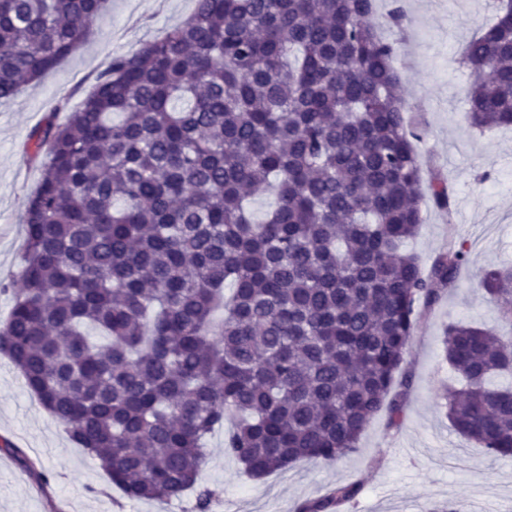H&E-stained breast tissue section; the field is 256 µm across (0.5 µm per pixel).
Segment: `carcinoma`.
<instances>
[{"instance_id": "obj_1", "label": "carcinoma", "mask_w": 512, "mask_h": 512, "mask_svg": "<svg viewBox=\"0 0 512 512\" xmlns=\"http://www.w3.org/2000/svg\"><path fill=\"white\" fill-rule=\"evenodd\" d=\"M106 0H0V100L77 51ZM373 0H196L190 17L116 53L64 124L35 129L41 181L0 355L127 497L196 492L207 445L253 479L355 452L390 396L423 309L468 261L452 240L428 269L402 248L424 209L452 212L424 174L393 66L398 8ZM462 49L481 75L471 126L512 125V0ZM274 197L264 220L248 209ZM478 287L512 325V268ZM465 381L448 420L512 460V336L446 325ZM336 484L296 512H337Z\"/></svg>"}]
</instances>
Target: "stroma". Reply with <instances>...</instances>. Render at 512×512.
<instances>
[{
  "label": "stroma",
  "instance_id": "1",
  "mask_svg": "<svg viewBox=\"0 0 512 512\" xmlns=\"http://www.w3.org/2000/svg\"><path fill=\"white\" fill-rule=\"evenodd\" d=\"M409 23L394 60L402 95L423 139V166L435 167L453 193V216L424 211L407 251L430 262L458 238L470 247V262L424 317L402 368L412 378L403 396V420L391 425L378 416L365 429L358 449L324 464L303 461L255 480L224 453V433L209 441L210 462L201 486L214 493L212 512H294L330 486L356 482L361 492L341 512H432L448 504L465 512H512V460H496L478 444L457 434L441 407L446 383L454 376L444 359L440 336L448 321L492 328L501 334L497 307L477 288L481 271L512 264V131L485 133L466 119V89L472 74L457 59L492 15L493 0H401ZM195 0H107L97 27L80 48L55 70L0 102V323L12 292L25 244L22 213L40 184L41 171L27 143L48 121L67 119L56 111L62 96L78 104L96 76L117 52L139 50L182 23ZM9 439L20 457L0 452V512H192L193 494L165 503L131 500L104 471L71 443L63 426L24 388L0 356V438ZM50 472L38 486L20 458Z\"/></svg>",
  "mask_w": 512,
  "mask_h": 512
}]
</instances>
